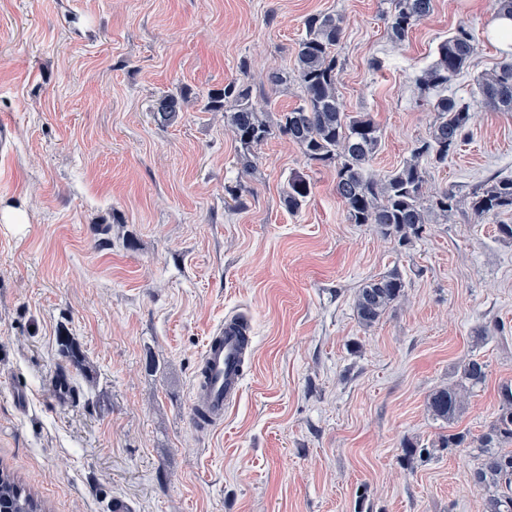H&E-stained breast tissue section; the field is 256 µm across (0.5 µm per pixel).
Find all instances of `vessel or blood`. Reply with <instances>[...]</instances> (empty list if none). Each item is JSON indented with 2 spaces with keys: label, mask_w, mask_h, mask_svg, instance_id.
Wrapping results in <instances>:
<instances>
[{
  "label": "vessel or blood",
  "mask_w": 512,
  "mask_h": 512,
  "mask_svg": "<svg viewBox=\"0 0 512 512\" xmlns=\"http://www.w3.org/2000/svg\"><path fill=\"white\" fill-rule=\"evenodd\" d=\"M242 316L231 315L209 336L192 385L191 409L203 412L206 427L223 425L225 411L241 392L244 364L251 343L245 337Z\"/></svg>",
  "instance_id": "1"
}]
</instances>
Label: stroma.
<instances>
[{
	"instance_id": "obj_1",
	"label": "stroma",
	"mask_w": 512,
	"mask_h": 512,
	"mask_svg": "<svg viewBox=\"0 0 512 512\" xmlns=\"http://www.w3.org/2000/svg\"><path fill=\"white\" fill-rule=\"evenodd\" d=\"M390 0H0V467L46 512H483L474 449L438 447L448 430L479 435L512 379V239L466 210L400 245L352 224L336 170L310 165L272 135L243 173L213 90L247 75L268 112L301 101L292 73L304 20L343 21L336 53L345 112L382 133L385 175L428 137L435 115L417 79L459 25L477 49L448 93L470 106V135L430 166L427 194L466 197L512 177V112L486 107L478 79L512 54L487 37L497 0H433L391 41ZM289 74L275 87L271 72ZM189 90L177 119L162 97ZM311 193L283 203L289 178ZM243 183L247 207L224 202ZM399 270L404 295L375 326L352 300ZM249 325L251 364L221 428L190 424L194 371L226 316ZM69 337L84 375L60 353ZM489 376L454 426L427 396L463 361ZM66 374L75 398L52 397ZM27 403L18 406L17 392ZM434 446L414 467L404 441ZM310 183L303 176L295 175L289 179L288 187L284 191L283 202L288 211H299L310 194Z\"/></svg>"
}]
</instances>
